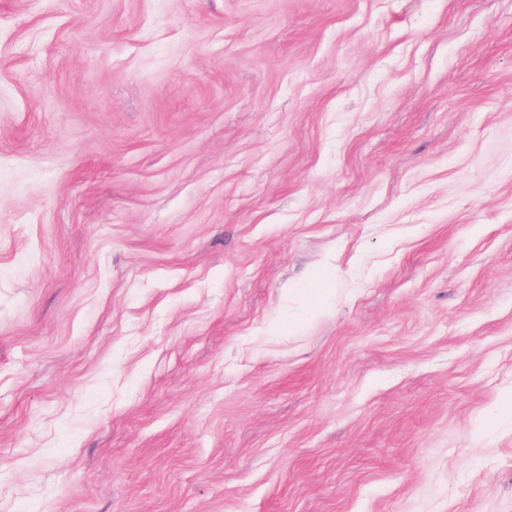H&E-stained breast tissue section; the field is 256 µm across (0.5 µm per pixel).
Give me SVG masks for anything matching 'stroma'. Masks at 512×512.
Returning <instances> with one entry per match:
<instances>
[{
	"label": "stroma",
	"instance_id": "obj_1",
	"mask_svg": "<svg viewBox=\"0 0 512 512\" xmlns=\"http://www.w3.org/2000/svg\"><path fill=\"white\" fill-rule=\"evenodd\" d=\"M512 0H0V512H512Z\"/></svg>",
	"mask_w": 512,
	"mask_h": 512
}]
</instances>
